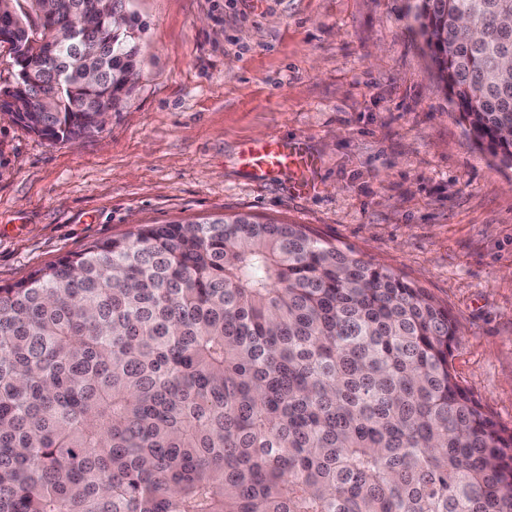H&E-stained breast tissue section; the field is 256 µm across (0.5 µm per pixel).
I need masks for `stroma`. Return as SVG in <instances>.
Here are the masks:
<instances>
[{
	"instance_id": "stroma-1",
	"label": "stroma",
	"mask_w": 512,
	"mask_h": 512,
	"mask_svg": "<svg viewBox=\"0 0 512 512\" xmlns=\"http://www.w3.org/2000/svg\"><path fill=\"white\" fill-rule=\"evenodd\" d=\"M413 0H133L139 76L104 129L51 142L0 113V285L145 224H302L424 288L452 366L512 425V167L469 138ZM276 134L321 161L309 195L258 180Z\"/></svg>"
}]
</instances>
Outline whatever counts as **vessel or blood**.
I'll return each mask as SVG.
<instances>
[{
    "label": "vessel or blood",
    "instance_id": "b4317fda",
    "mask_svg": "<svg viewBox=\"0 0 512 512\" xmlns=\"http://www.w3.org/2000/svg\"><path fill=\"white\" fill-rule=\"evenodd\" d=\"M245 166L257 178H288L294 193L305 195L315 188L319 158L303 141H289L276 135L251 143L243 151Z\"/></svg>",
    "mask_w": 512,
    "mask_h": 512
}]
</instances>
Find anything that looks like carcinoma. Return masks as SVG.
I'll list each match as a JSON object with an SVG mask.
<instances>
[{
  "label": "carcinoma",
  "mask_w": 512,
  "mask_h": 512,
  "mask_svg": "<svg viewBox=\"0 0 512 512\" xmlns=\"http://www.w3.org/2000/svg\"><path fill=\"white\" fill-rule=\"evenodd\" d=\"M131 0H0V112L50 141L133 92ZM449 102L512 167V0H415ZM448 308L301 224H151L0 286V512H512V426Z\"/></svg>",
  "instance_id": "carcinoma-1"
}]
</instances>
